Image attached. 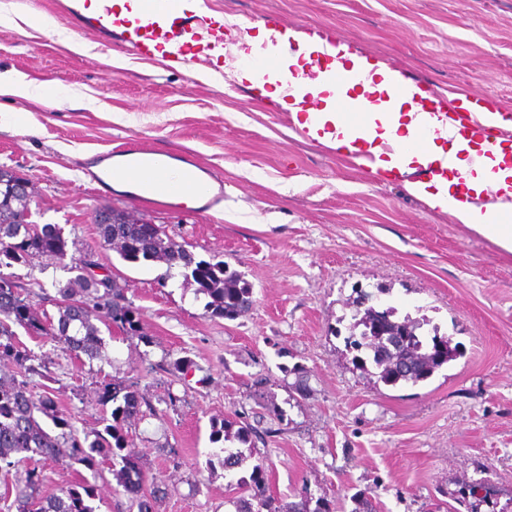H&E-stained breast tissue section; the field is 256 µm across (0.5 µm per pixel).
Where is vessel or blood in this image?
Here are the masks:
<instances>
[{
  "mask_svg": "<svg viewBox=\"0 0 512 512\" xmlns=\"http://www.w3.org/2000/svg\"><path fill=\"white\" fill-rule=\"evenodd\" d=\"M95 21L99 30L118 35L121 45L139 58L154 59L168 50L188 69L219 66L224 61L225 49L236 42L235 37L225 35L223 22L215 17L205 16L195 24L185 25L179 0H139L138 15L131 20L119 18L115 0H97ZM320 63V58H313L310 68L284 76L280 82L283 95L290 100L303 98L310 109L319 110L320 101L312 91V82ZM369 78V72L351 63L337 69L331 77L336 84L339 120L354 134L364 133L367 117L351 91L364 86ZM482 101V95L460 85L445 92L428 88L426 97L415 99L414 104L421 113L444 107L449 130L466 140L486 134L495 118L494 111L483 107ZM95 164V180L104 193L111 191L113 183L126 182L135 186V197L143 204L151 203L160 192L167 195L164 206L168 209L178 208L186 200L196 201L204 210L224 202L223 180L205 173L191 156L186 157L178 176L171 180L165 175L162 154L143 146L97 153Z\"/></svg>",
  "mask_w": 512,
  "mask_h": 512,
  "instance_id": "vessel-or-blood-1",
  "label": "vessel or blood"
}]
</instances>
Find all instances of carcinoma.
Here are the masks:
<instances>
[{
    "label": "carcinoma",
    "instance_id": "carcinoma-1",
    "mask_svg": "<svg viewBox=\"0 0 512 512\" xmlns=\"http://www.w3.org/2000/svg\"><path fill=\"white\" fill-rule=\"evenodd\" d=\"M20 177L3 170L0 178V355L10 357L18 368V375L0 376V469L15 465L12 455L24 454L29 461L24 487L17 490L7 510L15 512H96L91 505L92 493L77 483L61 493L44 496L41 492L43 475L40 465L46 462L68 465L83 464L95 470L106 460H112V474L128 500L136 503L138 512H153L152 501L159 492L156 478L149 475L146 463L139 453L127 448L125 426L142 418V407L148 405L143 393L122 380L114 379L101 387L103 405H112L104 431L83 436L77 434L70 418L59 403L39 395L30 385V377L51 379L45 362L38 359L15 338L12 326L18 325L48 339L60 342L78 360H94L100 356L103 345L102 323L107 330L114 328L131 335H140L141 314L138 307L124 294L112 276L98 275L101 267L92 251L70 258L65 268L76 276L57 288V316L40 313L11 268L16 265L33 267L44 257L64 264L68 243L57 224H33L28 221L35 187L26 191L16 189ZM122 223H112V210L105 208L96 215L97 233L105 246H110L128 262L162 261L168 268L181 269L185 280L197 285V292L209 298L207 309L211 316L236 320L253 306V288L237 271L221 261L212 263L196 259L185 245L172 238L166 226L156 225L147 230L149 221L120 211ZM357 296L347 306L353 315L349 336L345 340L353 353L354 366L386 385L417 384L429 379L443 365L454 360L457 348L451 339L439 335L426 339L421 334L429 320L408 316L395 318V308L382 310L361 306ZM52 420L61 430L50 435L39 417ZM235 433L246 442L254 432L247 419H226L213 427L215 442ZM248 495L233 502L235 512H332L330 503L303 497L297 502L282 505L270 493L264 464L253 467L251 484L245 487ZM498 490L483 482L462 486L449 494L451 503L447 512H481L482 506L490 512H512V497L498 507Z\"/></svg>",
    "mask_w": 512,
    "mask_h": 512
}]
</instances>
